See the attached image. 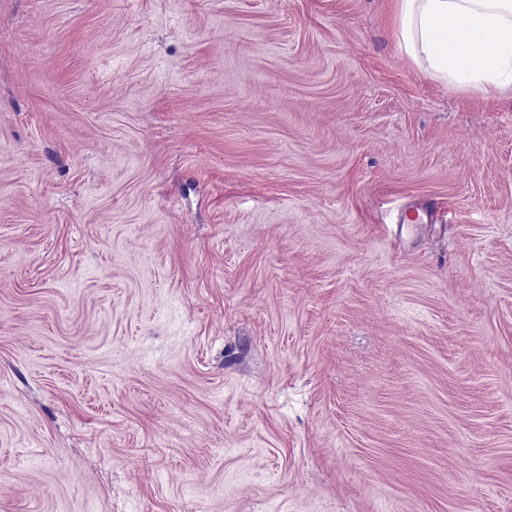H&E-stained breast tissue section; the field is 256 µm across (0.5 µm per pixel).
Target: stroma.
Returning a JSON list of instances; mask_svg holds the SVG:
<instances>
[{
    "label": "stroma",
    "instance_id": "stroma-1",
    "mask_svg": "<svg viewBox=\"0 0 512 512\" xmlns=\"http://www.w3.org/2000/svg\"><path fill=\"white\" fill-rule=\"evenodd\" d=\"M394 25L0 0V512H512V91Z\"/></svg>",
    "mask_w": 512,
    "mask_h": 512
}]
</instances>
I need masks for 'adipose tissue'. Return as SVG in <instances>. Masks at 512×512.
Returning a JSON list of instances; mask_svg holds the SVG:
<instances>
[{"label":"adipose tissue","instance_id":"ef3b65f1","mask_svg":"<svg viewBox=\"0 0 512 512\" xmlns=\"http://www.w3.org/2000/svg\"><path fill=\"white\" fill-rule=\"evenodd\" d=\"M399 48L432 79L512 91V0H396Z\"/></svg>","mask_w":512,"mask_h":512}]
</instances>
